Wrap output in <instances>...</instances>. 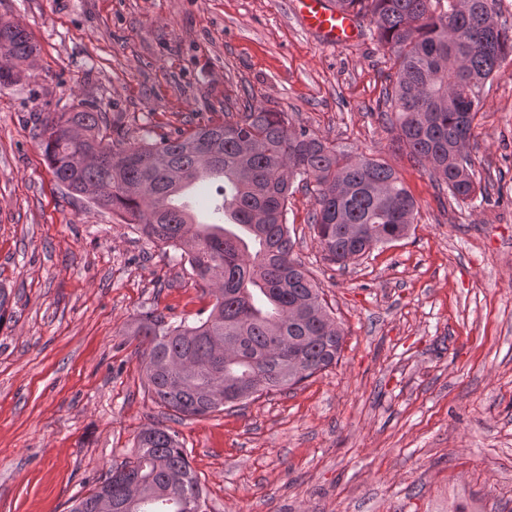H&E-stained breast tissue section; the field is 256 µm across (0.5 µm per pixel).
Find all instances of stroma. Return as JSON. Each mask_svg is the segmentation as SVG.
I'll use <instances>...</instances> for the list:
<instances>
[{
    "label": "stroma",
    "instance_id": "1",
    "mask_svg": "<svg viewBox=\"0 0 512 512\" xmlns=\"http://www.w3.org/2000/svg\"><path fill=\"white\" fill-rule=\"evenodd\" d=\"M37 53L0 86V512H69L138 434L166 425L204 512H512V53L486 86L462 201L435 189L385 122L389 54L370 17L342 47L293 0H0ZM96 101L130 141L236 118L245 102L391 165L414 228L345 269L323 258L301 185L292 256L344 332L336 366L203 417L147 385L136 320L213 303L178 250L54 179L45 125Z\"/></svg>",
    "mask_w": 512,
    "mask_h": 512
}]
</instances>
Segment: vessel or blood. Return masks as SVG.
<instances>
[{"instance_id":"vessel-or-blood-1","label":"vessel or blood","mask_w":512,"mask_h":512,"mask_svg":"<svg viewBox=\"0 0 512 512\" xmlns=\"http://www.w3.org/2000/svg\"><path fill=\"white\" fill-rule=\"evenodd\" d=\"M304 27L331 46H342L358 38L360 19L351 10H342L329 0H294Z\"/></svg>"}]
</instances>
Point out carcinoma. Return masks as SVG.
I'll return each mask as SVG.
<instances>
[{"label":"carcinoma","mask_w":512,"mask_h":512,"mask_svg":"<svg viewBox=\"0 0 512 512\" xmlns=\"http://www.w3.org/2000/svg\"><path fill=\"white\" fill-rule=\"evenodd\" d=\"M498 0H336L375 23L389 52L384 112L395 143L437 186L456 199L476 190L466 151L487 82L512 53V27ZM0 69L37 51L26 29L0 21ZM44 153L55 179L73 194L134 224L153 243L182 251L215 302L194 324L140 315L135 335L147 340L144 372L156 400L184 416L300 384L336 364L343 332L319 288L291 257L288 196L298 179L312 188L309 217L324 259L341 268L411 230L416 202L394 169L351 156L304 129L287 113L248 107L236 121L211 124L160 140L130 142L102 131V112L83 102L46 127ZM156 155L165 164L142 165ZM187 179L218 180L217 213L233 208L234 223L256 249L223 224H199L174 209L171 196ZM359 224L356 240L349 227ZM202 512V489L166 426L142 431L134 459L112 468L71 512Z\"/></svg>","instance_id":"carcinoma-1"}]
</instances>
